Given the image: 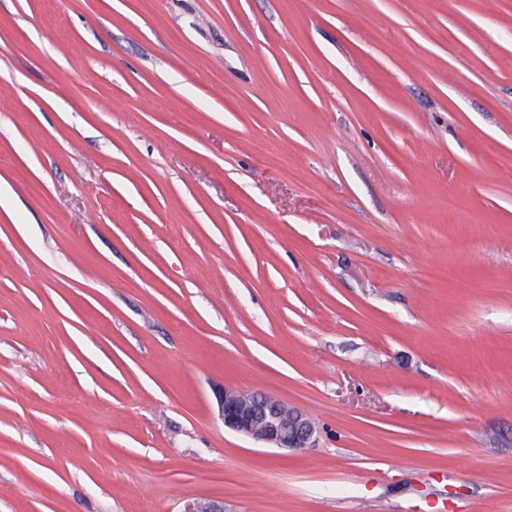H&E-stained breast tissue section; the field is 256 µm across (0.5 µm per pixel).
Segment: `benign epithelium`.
Listing matches in <instances>:
<instances>
[{"label":"benign epithelium","instance_id":"benign-epithelium-1","mask_svg":"<svg viewBox=\"0 0 512 512\" xmlns=\"http://www.w3.org/2000/svg\"><path fill=\"white\" fill-rule=\"evenodd\" d=\"M224 427L271 448L301 451L311 446L316 433L311 416L270 395L249 393L226 385L214 389ZM183 512H223L213 499L186 505Z\"/></svg>","mask_w":512,"mask_h":512}]
</instances>
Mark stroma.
Masks as SVG:
<instances>
[{"label":"stroma","mask_w":512,"mask_h":512,"mask_svg":"<svg viewBox=\"0 0 512 512\" xmlns=\"http://www.w3.org/2000/svg\"><path fill=\"white\" fill-rule=\"evenodd\" d=\"M0 184V512H512V0H0ZM214 394L225 428L271 448L301 451L311 446L316 426L307 412L273 396L223 384Z\"/></svg>","instance_id":"obj_1"}]
</instances>
